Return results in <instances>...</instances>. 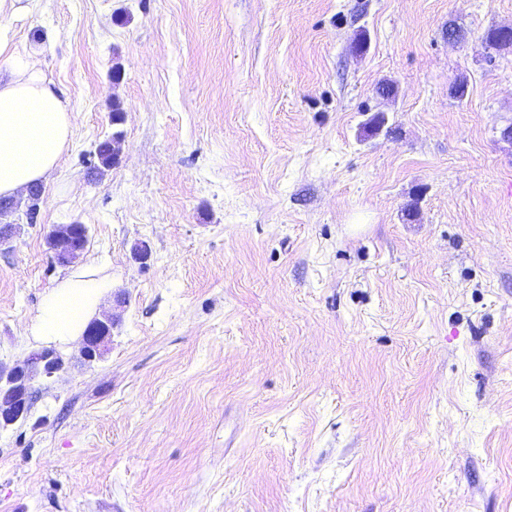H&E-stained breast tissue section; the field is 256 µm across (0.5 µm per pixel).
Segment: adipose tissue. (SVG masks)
<instances>
[{"mask_svg":"<svg viewBox=\"0 0 512 512\" xmlns=\"http://www.w3.org/2000/svg\"><path fill=\"white\" fill-rule=\"evenodd\" d=\"M74 108L47 79L35 53H14L0 36V196L44 181L71 144ZM109 279L81 271L46 295L35 331L48 338L81 335Z\"/></svg>","mask_w":512,"mask_h":512,"instance_id":"ef3b65f1","label":"adipose tissue"}]
</instances>
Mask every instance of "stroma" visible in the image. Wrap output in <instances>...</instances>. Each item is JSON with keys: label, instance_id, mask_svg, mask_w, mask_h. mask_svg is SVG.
Returning a JSON list of instances; mask_svg holds the SVG:
<instances>
[{"label": "stroma", "instance_id": "1", "mask_svg": "<svg viewBox=\"0 0 512 512\" xmlns=\"http://www.w3.org/2000/svg\"><path fill=\"white\" fill-rule=\"evenodd\" d=\"M497 27L512 0L0 14L75 108L36 223L0 248V360L47 345L37 317L73 272L111 279L98 314L128 297L106 358L0 430V512H512ZM73 222L89 243L63 267L46 236Z\"/></svg>", "mask_w": 512, "mask_h": 512}]
</instances>
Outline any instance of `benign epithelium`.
<instances>
[{"instance_id":"7a95c632","label":"benign epithelium","mask_w":512,"mask_h":512,"mask_svg":"<svg viewBox=\"0 0 512 512\" xmlns=\"http://www.w3.org/2000/svg\"><path fill=\"white\" fill-rule=\"evenodd\" d=\"M50 252L59 265L80 257L89 243L85 224H56L49 233ZM114 317L93 319L84 330L79 359L87 364L102 360L110 349ZM72 356L56 347L32 351L23 363L7 367L0 363V427L25 420L40 394L42 381L58 377Z\"/></svg>"}]
</instances>
